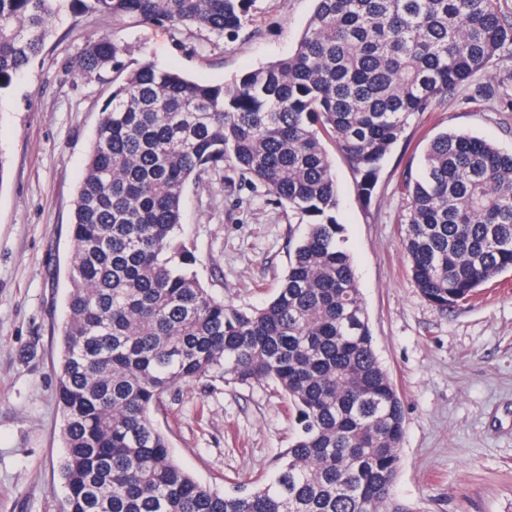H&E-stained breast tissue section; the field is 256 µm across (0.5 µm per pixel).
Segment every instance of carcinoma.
Listing matches in <instances>:
<instances>
[{
    "label": "carcinoma",
    "instance_id": "carcinoma-1",
    "mask_svg": "<svg viewBox=\"0 0 512 512\" xmlns=\"http://www.w3.org/2000/svg\"><path fill=\"white\" fill-rule=\"evenodd\" d=\"M253 0H0V91L42 52L64 9L238 37ZM512 45L499 0H315L297 47L233 85L143 64L112 35L66 63L121 76L74 197L70 290L56 400L60 512H410L393 502L400 397L373 347L337 218L332 142L369 204L410 116L443 101ZM233 164L307 231L265 305H227L192 270L180 235L192 180ZM401 228L422 296L455 308L512 270V152L434 136ZM203 377L273 384L293 435L270 479L219 493L174 460L154 418Z\"/></svg>",
    "mask_w": 512,
    "mask_h": 512
}]
</instances>
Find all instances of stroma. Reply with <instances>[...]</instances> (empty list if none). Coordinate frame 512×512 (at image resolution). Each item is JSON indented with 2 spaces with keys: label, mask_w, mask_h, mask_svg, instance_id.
<instances>
[{
  "label": "stroma",
  "mask_w": 512,
  "mask_h": 512,
  "mask_svg": "<svg viewBox=\"0 0 512 512\" xmlns=\"http://www.w3.org/2000/svg\"><path fill=\"white\" fill-rule=\"evenodd\" d=\"M313 0H255L244 34L227 40L62 14L31 69L0 92V512H59L63 456L56 401L59 335L69 291L73 200L111 76L64 69L88 39L114 34L129 67L149 62L188 78L231 84L287 56ZM512 46L501 60L432 110L414 115L383 164L370 207L332 153L339 219L362 292L373 345L403 405L405 435L394 498L414 512H512V272L459 307L425 300L406 267L400 226L409 212L401 183L443 131L477 135L512 151ZM306 227L239 172L190 181L183 236L194 242L201 284L225 302L261 306L288 270ZM157 420L176 462L224 491L268 478L288 448V404L271 385L201 380L167 396Z\"/></svg>",
  "instance_id": "35a3bbf8"
}]
</instances>
